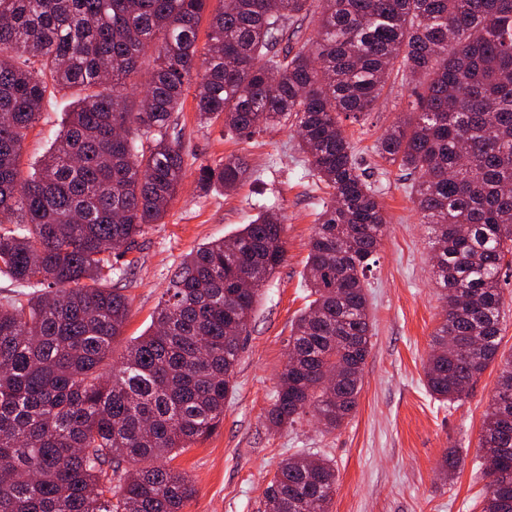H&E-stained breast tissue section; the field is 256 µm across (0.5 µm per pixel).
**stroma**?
Listing matches in <instances>:
<instances>
[{"instance_id": "35a3bbf8", "label": "stroma", "mask_w": 512, "mask_h": 512, "mask_svg": "<svg viewBox=\"0 0 512 512\" xmlns=\"http://www.w3.org/2000/svg\"><path fill=\"white\" fill-rule=\"evenodd\" d=\"M410 93L408 84L390 81L364 125L346 126L388 225L367 274L372 338L358 405L331 433L308 415L279 430L270 428L266 419L287 361L292 325L309 303L304 271L325 190L298 153L293 127H271L240 140L227 135L222 123L200 125L190 94L183 110L174 113L186 175L163 223L153 225L127 255L121 285L131 308L108 364L119 361L130 341L148 329L185 256L233 235L261 205H278L288 250L286 262L262 290L222 423L211 437L169 463L194 482L195 495L184 512H265L264 491L279 462L298 451L335 464L332 512H481L485 479L479 470V437L499 367L489 365L468 397L453 405L427 392L424 365L442 306L429 253L430 228L422 224L399 171L371 151L375 140L405 113ZM63 116L58 94L46 102L23 143L24 164L43 156ZM231 154L245 157L250 176L230 192H201L198 165ZM449 448L459 450L462 465L447 480L440 462Z\"/></svg>"}]
</instances>
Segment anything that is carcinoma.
<instances>
[{"label":"carcinoma","mask_w":512,"mask_h":512,"mask_svg":"<svg viewBox=\"0 0 512 512\" xmlns=\"http://www.w3.org/2000/svg\"><path fill=\"white\" fill-rule=\"evenodd\" d=\"M316 1V36L290 45L299 34L288 26ZM208 2L0 0V273L34 289L0 303V512H183L194 495L191 478L160 461L220 425L242 346L225 329L247 330L287 251L271 205L189 254L153 328L104 376L130 309L124 288L107 285L111 258L161 223L183 180L171 117L190 86L201 124L220 120L241 139L296 127L329 189L271 426L309 414L329 433L356 410L371 339L366 277L387 216L342 119L373 111L392 74L414 100L374 152L413 177L444 302L425 388L461 401L497 360L500 273L512 265V0H224L200 49ZM57 89L71 92L66 118L26 173L23 142ZM248 174L229 155L200 166L197 183L234 189ZM245 272L254 287L242 292ZM479 448L482 512H512V356L500 361ZM460 466L447 450L441 472ZM336 485L331 461L291 454L265 512H330Z\"/></svg>","instance_id":"carcinoma-1"}]
</instances>
